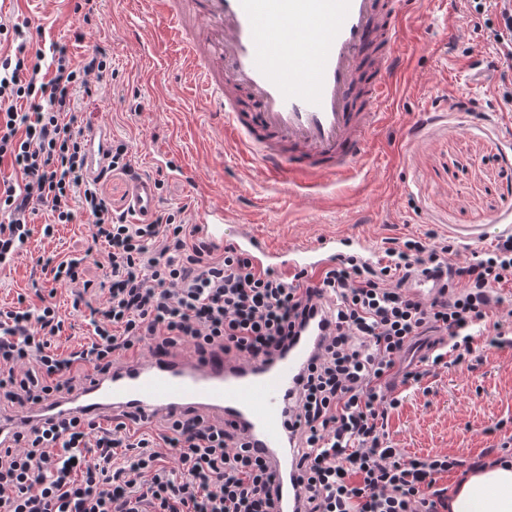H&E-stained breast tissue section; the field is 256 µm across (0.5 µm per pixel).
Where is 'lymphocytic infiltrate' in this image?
<instances>
[{
	"label": "lymphocytic infiltrate",
	"mask_w": 512,
	"mask_h": 512,
	"mask_svg": "<svg viewBox=\"0 0 512 512\" xmlns=\"http://www.w3.org/2000/svg\"><path fill=\"white\" fill-rule=\"evenodd\" d=\"M110 68L99 45L79 60L53 45L46 67L21 45L0 52V163L15 172L0 181V267L19 256L41 208L51 216L44 237L81 211L92 245L106 248L98 287L82 277L85 256L43 261L45 279L70 288L71 313L46 300L0 308V402L18 419L0 436V512H283L272 461L252 455L244 434L223 423L171 413L164 429L148 433L130 412L104 428L57 407L80 391L76 371L108 374L144 346L217 348L242 365L274 361L318 314L324 334L288 395V445L300 454L289 473L292 512H448L438 477L462 460L407 455L385 428L402 403L397 385L417 389L436 370L473 366L475 334L512 344V310L499 292L512 284V233L462 263L448 239L429 231L390 240L377 262L340 256L287 279L258 270L233 246L216 252L173 213L127 223L100 183L131 173L128 147L113 144L90 175L72 109L80 89ZM418 277L440 280L434 297L409 292ZM77 316L91 332L58 355L52 344ZM427 334L418 364L402 368Z\"/></svg>",
	"instance_id": "1"
}]
</instances>
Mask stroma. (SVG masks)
Instances as JSON below:
<instances>
[{
  "label": "stroma",
  "mask_w": 512,
  "mask_h": 512,
  "mask_svg": "<svg viewBox=\"0 0 512 512\" xmlns=\"http://www.w3.org/2000/svg\"><path fill=\"white\" fill-rule=\"evenodd\" d=\"M406 11L403 67L358 168L341 182L291 184L268 180L224 143L189 64L144 0H97L92 8L84 0H0V17L24 25L28 53L47 57L59 43L79 59L90 45L107 46L112 81L77 93V117L110 128L135 172L162 180L160 211L182 210L191 223L200 205L220 204L277 247L335 235L377 251L385 239L433 230L465 260L495 241L496 218L512 217V121L502 120L498 95L512 65L497 60L492 37L472 38L467 19L461 31L449 30V19L466 18L465 0H421ZM87 14L99 27L84 29ZM79 30L84 40L75 39ZM477 54L497 60V71L475 68ZM163 153L177 170L160 166ZM46 220L35 215L22 255L0 272V307L29 294L40 256L87 247L86 214L57 225L50 239L41 233ZM479 354L475 370L443 369L424 389L403 391L386 427L392 446L472 460L512 435V345L483 344Z\"/></svg>",
  "instance_id": "stroma-1"
}]
</instances>
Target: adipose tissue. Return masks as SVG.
Returning <instances> with one entry per match:
<instances>
[{
  "label": "adipose tissue",
  "mask_w": 512,
  "mask_h": 512,
  "mask_svg": "<svg viewBox=\"0 0 512 512\" xmlns=\"http://www.w3.org/2000/svg\"><path fill=\"white\" fill-rule=\"evenodd\" d=\"M448 502L449 512H512V461L467 472Z\"/></svg>",
  "instance_id": "adipose-tissue-1"
}]
</instances>
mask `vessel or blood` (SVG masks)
<instances>
[{"label":"vessel or blood","mask_w":512,"mask_h":512,"mask_svg":"<svg viewBox=\"0 0 512 512\" xmlns=\"http://www.w3.org/2000/svg\"><path fill=\"white\" fill-rule=\"evenodd\" d=\"M408 0H149L194 70L202 100L218 118L225 141L243 146L266 178L338 181L368 151L385 114L396 73L402 5ZM256 104L241 111L238 93ZM112 144L92 125L90 169ZM159 203L154 178L135 176L128 212L149 222ZM199 233L213 245L232 244L261 270L284 276L323 268L342 242L275 248L224 207H202ZM317 325L282 358L246 368L223 353L126 356L108 377H90L74 400L85 416L136 413L142 421L185 409L211 411L243 426L259 455L274 459L281 485L298 460L287 445L288 394L312 356Z\"/></svg>","instance_id":"1"}]
</instances>
